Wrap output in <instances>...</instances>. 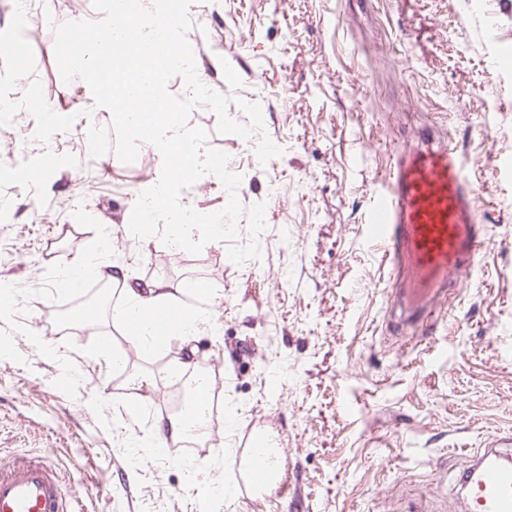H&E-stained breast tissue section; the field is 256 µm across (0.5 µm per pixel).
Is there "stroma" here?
I'll return each mask as SVG.
<instances>
[{"label": "stroma", "instance_id": "obj_1", "mask_svg": "<svg viewBox=\"0 0 512 512\" xmlns=\"http://www.w3.org/2000/svg\"><path fill=\"white\" fill-rule=\"evenodd\" d=\"M189 15L207 86L235 121L247 120L241 102L263 107L282 150L260 162L257 137L220 134L204 106L188 118L241 177L237 245L250 241L247 209L266 203L260 255L237 265L223 241L171 253L130 233L162 164L146 143L131 164L90 156V126L111 115L62 81L50 28L101 14L92 0H26L25 64L0 58V98L16 104L0 112V284L15 297L0 310V458L51 455L85 512H451L455 473L512 431V174L499 162L512 150V0H193ZM34 98L59 113L51 135ZM426 129L464 149L488 248L449 289L447 316L396 335L389 264L364 243L363 215L393 152ZM79 260L84 288L56 293ZM113 263L133 288L166 280L209 323L146 359L103 311L45 334L49 318L99 299L96 268ZM104 342L150 385L127 389ZM212 361L223 406L207 455L150 453L175 374ZM249 434L274 449L295 501L239 491ZM190 472L223 494L201 501Z\"/></svg>", "mask_w": 512, "mask_h": 512}]
</instances>
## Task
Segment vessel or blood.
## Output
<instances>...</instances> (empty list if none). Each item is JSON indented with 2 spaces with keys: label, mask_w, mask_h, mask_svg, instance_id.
<instances>
[{
  "label": "vessel or blood",
  "mask_w": 512,
  "mask_h": 512,
  "mask_svg": "<svg viewBox=\"0 0 512 512\" xmlns=\"http://www.w3.org/2000/svg\"><path fill=\"white\" fill-rule=\"evenodd\" d=\"M364 221L367 243L386 249L394 290L388 310L401 330L446 308L448 289L481 261L487 247L482 197L458 145L428 131L397 151L380 174ZM247 482L290 494L287 475L275 472L260 437L248 439ZM462 512H512V433L484 442L457 480ZM0 512H82L66 493L50 457L0 459Z\"/></svg>",
  "instance_id": "vessel-or-blood-1"
}]
</instances>
